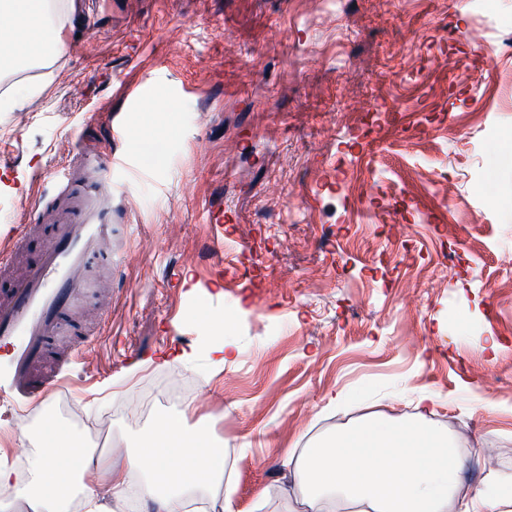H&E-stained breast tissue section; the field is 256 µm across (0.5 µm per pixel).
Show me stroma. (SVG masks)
<instances>
[{
	"label": "stroma",
	"instance_id": "1",
	"mask_svg": "<svg viewBox=\"0 0 512 512\" xmlns=\"http://www.w3.org/2000/svg\"><path fill=\"white\" fill-rule=\"evenodd\" d=\"M490 2L76 0L80 53L0 69V234L35 210L22 175L64 195L73 142L124 161L69 432L131 449L183 410L235 512H307L282 458L428 388L465 479L512 478V0ZM210 317L234 363L138 368Z\"/></svg>",
	"mask_w": 512,
	"mask_h": 512
}]
</instances>
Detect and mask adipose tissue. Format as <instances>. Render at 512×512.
Returning a JSON list of instances; mask_svg holds the SVG:
<instances>
[{"mask_svg":"<svg viewBox=\"0 0 512 512\" xmlns=\"http://www.w3.org/2000/svg\"><path fill=\"white\" fill-rule=\"evenodd\" d=\"M53 0H0L9 18L4 36L20 63L57 56L64 49L65 25ZM438 401L418 391L415 418L408 422L369 419L337 433L330 442L286 457L294 467L311 512H334L339 503L368 512H448L462 492L465 462L458 448L428 417ZM78 461L60 467V450ZM224 450L208 426H189L184 413L171 412L155 433L126 455L92 454L66 430L44 439L30 462V478L16 486L11 467L0 462V487H15L27 512H117L132 477H139V512H186L188 495L224 475ZM463 512H512V480L476 489Z\"/></svg>","mask_w":512,"mask_h":512,"instance_id":"obj_1","label":"adipose tissue"}]
</instances>
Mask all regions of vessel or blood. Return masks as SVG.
Wrapping results in <instances>:
<instances>
[{
  "label": "vessel or blood",
  "instance_id": "vessel-or-blood-1",
  "mask_svg": "<svg viewBox=\"0 0 512 512\" xmlns=\"http://www.w3.org/2000/svg\"><path fill=\"white\" fill-rule=\"evenodd\" d=\"M69 200L38 210L29 224L0 240V270L22 250L25 237L42 225L54 228L39 260L7 290H0V393L27 407L59 390L63 371L38 374L49 340L65 331L69 313L85 283L93 259L112 256V201L98 197L75 168L65 169Z\"/></svg>",
  "mask_w": 512,
  "mask_h": 512
}]
</instances>
